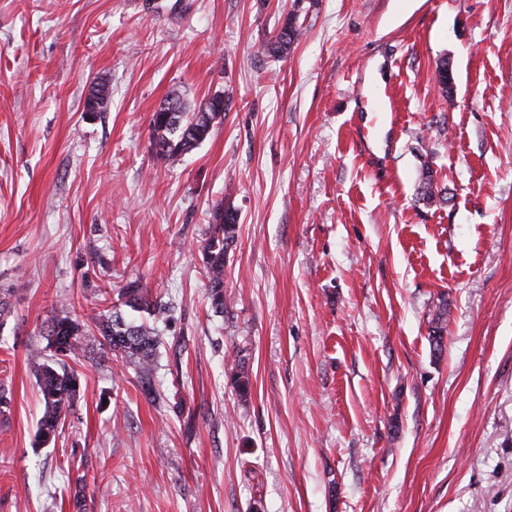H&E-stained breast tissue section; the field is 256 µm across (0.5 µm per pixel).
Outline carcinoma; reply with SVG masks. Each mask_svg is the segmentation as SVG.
<instances>
[{
	"mask_svg": "<svg viewBox=\"0 0 512 512\" xmlns=\"http://www.w3.org/2000/svg\"><path fill=\"white\" fill-rule=\"evenodd\" d=\"M302 35L300 26L288 19L285 26L265 45L270 55L282 58ZM110 89L105 83L93 87L85 101V110L99 112L107 106ZM177 104L174 112H155L151 118L153 145L158 156L178 159L191 152L209 135L217 112H201L186 106L177 93L165 101ZM419 198L431 202L440 195L438 181L430 167L421 171L418 186ZM238 215L220 203L212 208L211 232L202 247L208 280V298L216 313H224V266L231 246L235 243ZM122 304L137 312H147L156 319L165 321L170 309L150 300L142 289L134 284L120 291ZM448 324V303L438 307L431 327V342L434 351H443V332ZM95 327L100 336L99 345L105 353L120 354L135 368L145 392L152 390V377L156 369V351L161 344L154 329L137 323L117 310L100 314L95 318ZM40 335L47 344L32 350L36 358L37 380L43 402V411L37 425L35 442L39 446L48 444L56 437L68 410L73 407L79 393V375L68 367L65 359H73L84 351L87 331L84 325L67 308L53 313L46 319ZM232 385L242 397L248 395L250 379L245 366L237 363L230 367Z\"/></svg>",
	"mask_w": 512,
	"mask_h": 512,
	"instance_id": "1",
	"label": "carcinoma"
}]
</instances>
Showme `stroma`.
<instances>
[{"label":"stroma","mask_w":512,"mask_h":512,"mask_svg":"<svg viewBox=\"0 0 512 512\" xmlns=\"http://www.w3.org/2000/svg\"><path fill=\"white\" fill-rule=\"evenodd\" d=\"M378 78L396 117L368 148ZM173 90L224 97L174 161L151 129ZM425 164L446 200L420 201ZM130 284L174 305L152 393L82 358L34 447L42 322ZM1 289L0 512H512V0H0ZM301 35L300 26L290 18L285 26L267 42L265 51L272 56L282 58L288 53L290 47L299 40ZM211 232L202 247L208 280V298L215 313L224 311V266L236 239L238 215L224 203L211 212Z\"/></svg>","instance_id":"obj_1"}]
</instances>
